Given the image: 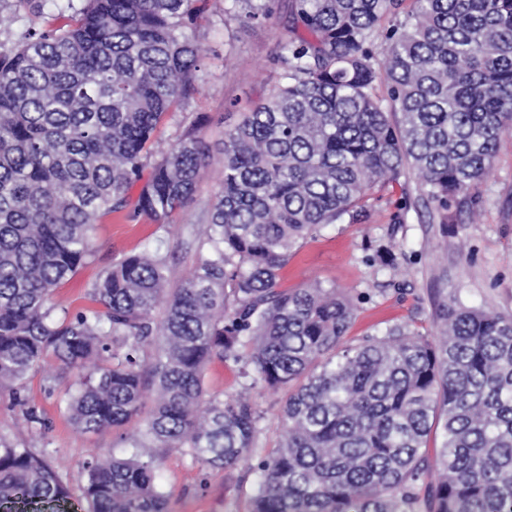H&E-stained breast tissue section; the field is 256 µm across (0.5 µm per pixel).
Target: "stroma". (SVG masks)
I'll list each match as a JSON object with an SVG mask.
<instances>
[{"mask_svg": "<svg viewBox=\"0 0 512 512\" xmlns=\"http://www.w3.org/2000/svg\"><path fill=\"white\" fill-rule=\"evenodd\" d=\"M271 20L247 27L225 21L224 0H207L204 18L189 31L203 41L209 56L198 79L202 95L186 111L171 113L158 135L176 142L189 118L205 115L201 128L208 147V166L195 201L159 227L142 218L115 215L102 220L93 232L96 253L75 278L58 289V309L74 313L87 303L89 285L123 254L152 243L170 261V281L179 284L205 252L200 241L205 229L204 209L219 190L224 166V127L238 113L230 103L248 105L266 97L276 80L274 58L289 34L291 0H274ZM370 215L358 224H327L306 239L281 272L285 288L319 281L333 284L352 298L355 318L346 341L358 343L394 324H407L428 338H436V311L450 294L469 306H487L512 313V132L502 138L488 176L454 198L448 209L426 203L414 175L375 189L368 201ZM392 251L396 267L374 262L376 250ZM73 375L54 364L30 373L26 393L51 428L46 434L28 429L22 409L9 393H0V435L26 445L43 457L69 490L63 505L42 503L26 512H87L84 498L86 463L92 450L117 456L129 454L127 439L133 426L86 433L77 429L65 411ZM204 385L213 395H244L261 419L256 446H276L287 394L251 386L241 364L212 360ZM157 478L168 495V512H252L253 477L243 468L200 472L180 451L166 453Z\"/></svg>", "mask_w": 512, "mask_h": 512, "instance_id": "1", "label": "stroma"}]
</instances>
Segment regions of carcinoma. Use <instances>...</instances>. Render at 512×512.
I'll return each mask as SVG.
<instances>
[{"instance_id": "carcinoma-1", "label": "carcinoma", "mask_w": 512, "mask_h": 512, "mask_svg": "<svg viewBox=\"0 0 512 512\" xmlns=\"http://www.w3.org/2000/svg\"><path fill=\"white\" fill-rule=\"evenodd\" d=\"M18 2L29 26L0 53V389L44 431L24 382L50 356L76 377L78 429L137 423L129 455L87 461L89 512H168L156 468L169 448L256 475L252 512H512V315L453 294L435 339L393 325L352 346L347 295L280 285L293 248L361 221L377 182L411 172L446 210L487 177L512 129V0H293L274 88L224 127L207 256L172 288L159 251L125 254L61 320L53 296L93 255L96 224L130 209L164 227L194 201L202 119L168 147L155 133L202 94L208 49L186 29L207 0H82L56 26ZM401 13L380 62L377 26ZM224 18L269 20L270 0H224ZM215 357L288 390L277 447H255L248 399L206 393ZM66 497L0 437V505Z\"/></svg>"}]
</instances>
